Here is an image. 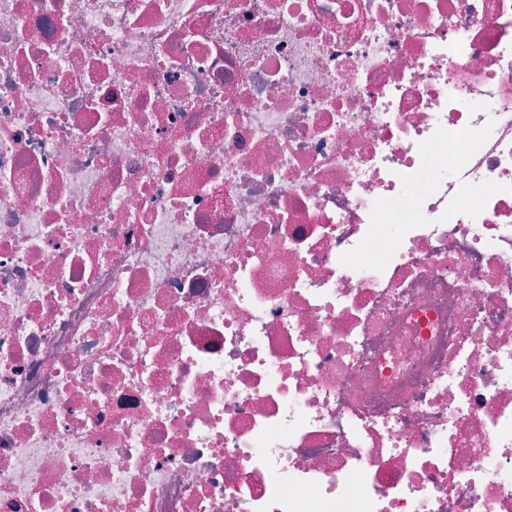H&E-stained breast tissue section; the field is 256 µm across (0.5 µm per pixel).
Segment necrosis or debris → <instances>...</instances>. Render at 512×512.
<instances>
[{"label":"necrosis or debris","instance_id":"1","mask_svg":"<svg viewBox=\"0 0 512 512\" xmlns=\"http://www.w3.org/2000/svg\"><path fill=\"white\" fill-rule=\"evenodd\" d=\"M0 512H512V0H0Z\"/></svg>","mask_w":512,"mask_h":512}]
</instances>
